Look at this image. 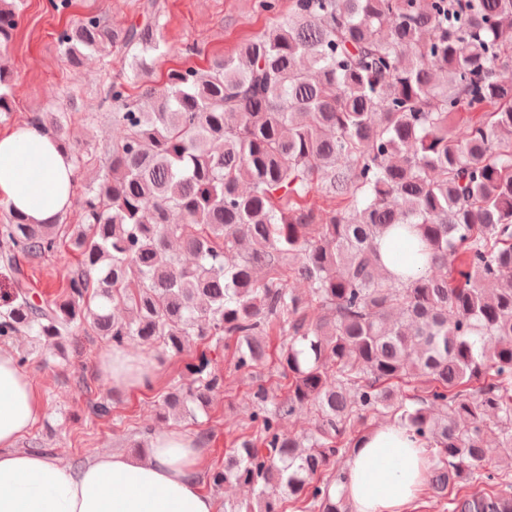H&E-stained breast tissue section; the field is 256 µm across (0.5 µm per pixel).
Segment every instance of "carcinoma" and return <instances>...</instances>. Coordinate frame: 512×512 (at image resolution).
Masks as SVG:
<instances>
[{
  "mask_svg": "<svg viewBox=\"0 0 512 512\" xmlns=\"http://www.w3.org/2000/svg\"><path fill=\"white\" fill-rule=\"evenodd\" d=\"M142 14L116 29L87 13L57 33L72 67L130 54L105 93L124 135L93 155L66 113L29 118L73 168L100 174L78 224L3 206L13 288L0 342L56 346L80 326L175 354L232 340L235 370L250 373L278 334L287 397L252 385L247 434L205 472L254 493L224 512H349L328 490L345 480L355 423L379 414L425 442L427 490L448 512H512V475L493 465L512 460V83L497 77L512 68V0H292L233 53L130 103L162 48L156 0ZM20 19L18 0H0L1 49ZM11 98L0 64V122ZM320 200L333 205L325 223ZM397 228L415 231L431 272L384 268L379 241ZM65 241L79 256L65 293L37 301L20 258ZM187 369L161 418L194 421L224 387L204 356ZM303 405L314 430L284 433Z\"/></svg>",
  "mask_w": 512,
  "mask_h": 512,
  "instance_id": "cac0c4a2",
  "label": "carcinoma"
}]
</instances>
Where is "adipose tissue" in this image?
Wrapping results in <instances>:
<instances>
[{"instance_id": "adipose-tissue-1", "label": "adipose tissue", "mask_w": 512, "mask_h": 512, "mask_svg": "<svg viewBox=\"0 0 512 512\" xmlns=\"http://www.w3.org/2000/svg\"><path fill=\"white\" fill-rule=\"evenodd\" d=\"M73 182V166L56 138L29 124L0 134V202L28 223L48 224L66 212ZM416 250L415 241L393 234L380 244L391 272L426 270ZM96 369L114 389H148L157 365L113 347L98 357ZM43 413L29 376L0 347V512H216L201 487L204 451L193 437L155 433L143 457L103 453L75 468L19 448ZM428 464L408 427L391 422L366 433L346 467L350 512H408Z\"/></svg>"}]
</instances>
